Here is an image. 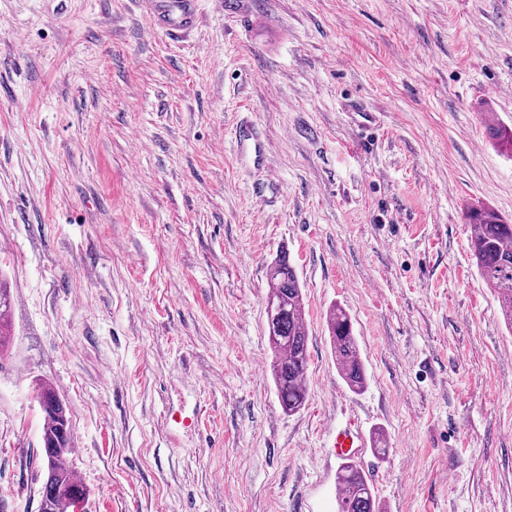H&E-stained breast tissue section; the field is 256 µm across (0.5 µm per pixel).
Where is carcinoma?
I'll return each mask as SVG.
<instances>
[{
  "label": "carcinoma",
  "instance_id": "carcinoma-1",
  "mask_svg": "<svg viewBox=\"0 0 512 512\" xmlns=\"http://www.w3.org/2000/svg\"><path fill=\"white\" fill-rule=\"evenodd\" d=\"M492 137L500 150L512 157V128L494 127ZM471 259L482 282L500 302L503 318L512 330V224L488 207L467 210ZM266 314L268 341L273 353L272 378L284 410L295 413L307 400L308 332L302 289L288 257L280 256L269 268ZM338 371L354 392L366 384V374L352 323L347 312L333 306L326 317ZM36 399L44 414L39 471L43 475V512H68L84 502L86 492L73 469L74 452L70 407L48 384H40ZM337 512H381L379 502L362 469L353 462L340 466Z\"/></svg>",
  "mask_w": 512,
  "mask_h": 512
}]
</instances>
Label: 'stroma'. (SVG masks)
<instances>
[{"instance_id":"35a3bbf8","label":"stroma","mask_w":512,"mask_h":512,"mask_svg":"<svg viewBox=\"0 0 512 512\" xmlns=\"http://www.w3.org/2000/svg\"><path fill=\"white\" fill-rule=\"evenodd\" d=\"M197 8L174 41L142 0H0V512L41 507V382L71 409L84 512H336L350 422L384 512H512V330L463 219L512 217L488 131L512 127V0ZM283 252L309 332L293 414L264 315ZM234 143L240 151H249L253 155L254 162L261 163L267 153V144L258 138L253 126L243 122L234 130ZM326 323L342 379L352 392H361L366 384V374L349 315L335 305L327 313ZM364 447V441L358 428L352 424H347L343 429L336 430L334 436V448L336 456L347 457L358 453L359 448Z\"/></svg>"}]
</instances>
